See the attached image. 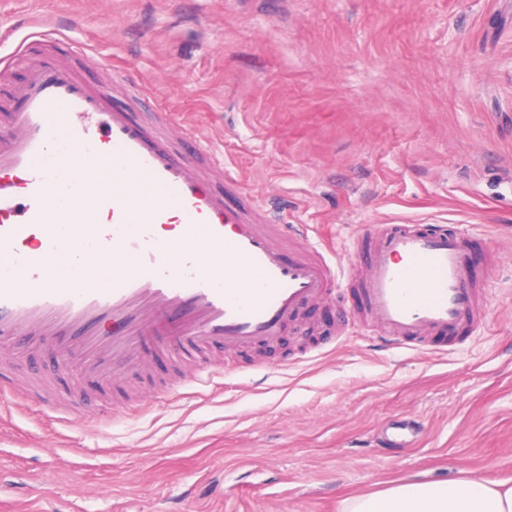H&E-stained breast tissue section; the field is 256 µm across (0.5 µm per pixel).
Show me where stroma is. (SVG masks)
<instances>
[{
    "mask_svg": "<svg viewBox=\"0 0 512 512\" xmlns=\"http://www.w3.org/2000/svg\"><path fill=\"white\" fill-rule=\"evenodd\" d=\"M73 17L94 85L131 68L338 264L378 225H453L489 297L479 328L388 350L347 288L277 346L213 349L208 390L142 381L137 412L0 421V512H340L397 480H511L512 0H0V132ZM35 361L59 406L95 383ZM400 422L413 446L380 447Z\"/></svg>",
    "mask_w": 512,
    "mask_h": 512,
    "instance_id": "obj_1",
    "label": "stroma"
}]
</instances>
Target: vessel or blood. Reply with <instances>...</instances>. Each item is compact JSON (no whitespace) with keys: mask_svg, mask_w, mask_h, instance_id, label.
I'll return each instance as SVG.
<instances>
[{"mask_svg":"<svg viewBox=\"0 0 512 512\" xmlns=\"http://www.w3.org/2000/svg\"><path fill=\"white\" fill-rule=\"evenodd\" d=\"M74 57L43 56L12 91V133H0V348L31 355L46 347L74 356L111 401L128 398L133 373L147 372L150 345L192 362L188 381L209 386L218 371L204 356L277 345L313 300L345 288L366 270L360 302L385 345L410 348L429 336L457 334L478 322L484 299L476 260L462 232L382 224L355 259L337 266L310 243L304 225L276 223L260 203L241 197L233 174L216 180L207 148L171 114L143 122L130 106L139 89L126 68L112 83L127 105L88 83ZM106 159L100 180L83 158ZM77 194L63 207L62 188ZM154 198L137 220L143 196ZM180 224L172 241L160 224ZM108 252V284L91 275L56 284L60 261L85 265ZM56 381L39 367L16 375L0 365V399L54 410Z\"/></svg>","mask_w":512,"mask_h":512,"instance_id":"vessel-or-blood-1","label":"vessel or blood"}]
</instances>
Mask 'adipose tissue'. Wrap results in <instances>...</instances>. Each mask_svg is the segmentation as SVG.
Masks as SVG:
<instances>
[{"mask_svg":"<svg viewBox=\"0 0 512 512\" xmlns=\"http://www.w3.org/2000/svg\"><path fill=\"white\" fill-rule=\"evenodd\" d=\"M342 512H512V483L476 477L398 483L346 499Z\"/></svg>","mask_w":512,"mask_h":512,"instance_id":"obj_1","label":"adipose tissue"}]
</instances>
